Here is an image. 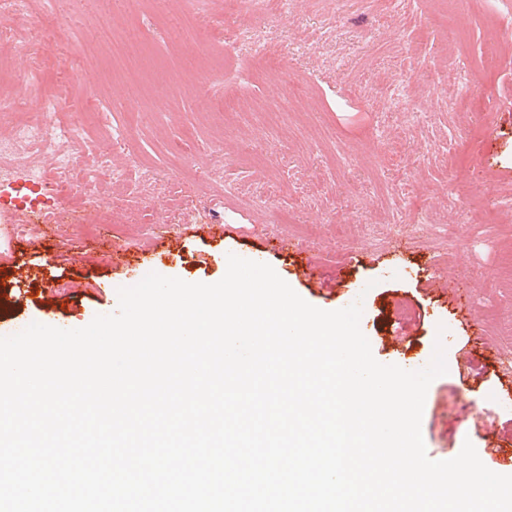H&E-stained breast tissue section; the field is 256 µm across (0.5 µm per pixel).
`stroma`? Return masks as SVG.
<instances>
[{"mask_svg": "<svg viewBox=\"0 0 512 512\" xmlns=\"http://www.w3.org/2000/svg\"><path fill=\"white\" fill-rule=\"evenodd\" d=\"M85 2L39 14L48 52L28 93L70 85L88 147L123 176L114 185L100 176L88 192L76 173L48 200L33 188L39 223L0 242V301L13 317L85 326L115 313L117 288L148 273L213 284L228 254L246 259L266 239L290 237L323 276L348 267L342 293L311 292L292 257L269 265L320 309L361 301L378 362L410 370L443 345L447 372L431 383L422 416L431 459L512 436L498 365L512 360V0H457L461 41L446 37L438 0H265L261 11L239 4L230 13L225 0H205L218 25L260 33L287 63L277 77L249 41L228 50L210 31L185 47L172 41L185 0H169L164 20L140 4L116 13L109 0ZM93 19L141 28L181 83L111 111L107 52L80 37ZM219 99L236 111H216ZM399 240L407 249L392 253ZM115 241L128 264L113 266ZM359 251L364 259L352 261ZM432 275L470 289L488 354L474 353L472 329L447 297L425 289ZM48 287L59 307L44 302ZM448 398L461 412L483 409L486 428L449 424Z\"/></svg>", "mask_w": 512, "mask_h": 512, "instance_id": "35a3bbf8", "label": "stroma"}]
</instances>
